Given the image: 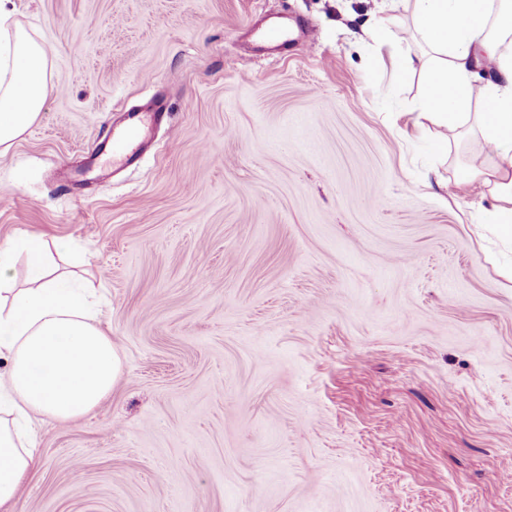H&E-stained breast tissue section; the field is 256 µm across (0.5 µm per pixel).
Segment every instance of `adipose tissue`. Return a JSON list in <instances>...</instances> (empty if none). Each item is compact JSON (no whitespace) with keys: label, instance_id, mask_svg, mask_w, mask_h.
Here are the masks:
<instances>
[{"label":"adipose tissue","instance_id":"adipose-tissue-1","mask_svg":"<svg viewBox=\"0 0 512 512\" xmlns=\"http://www.w3.org/2000/svg\"><path fill=\"white\" fill-rule=\"evenodd\" d=\"M425 54L395 63V78L423 75L419 115L461 136L477 135L486 166L459 169L457 183L493 200L486 216L512 241V0H414ZM45 45L16 25L0 0V153L38 117L47 95ZM23 249L31 284L12 288V257ZM47 246L26 237L0 246V508L16 501L33 469L22 424L76 421L111 393L122 373L118 348L87 312L84 294L45 267Z\"/></svg>","mask_w":512,"mask_h":512}]
</instances>
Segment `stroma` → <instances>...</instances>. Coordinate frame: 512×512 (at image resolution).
<instances>
[{
	"label": "stroma",
	"instance_id": "stroma-1",
	"mask_svg": "<svg viewBox=\"0 0 512 512\" xmlns=\"http://www.w3.org/2000/svg\"><path fill=\"white\" fill-rule=\"evenodd\" d=\"M8 8L53 76L0 153V245L70 241L50 267L122 361L89 415L34 424L10 512H512V245L455 184L479 141L438 155L392 76L410 0ZM276 19L308 37L273 48ZM156 98L139 164L87 169Z\"/></svg>",
	"mask_w": 512,
	"mask_h": 512
}]
</instances>
